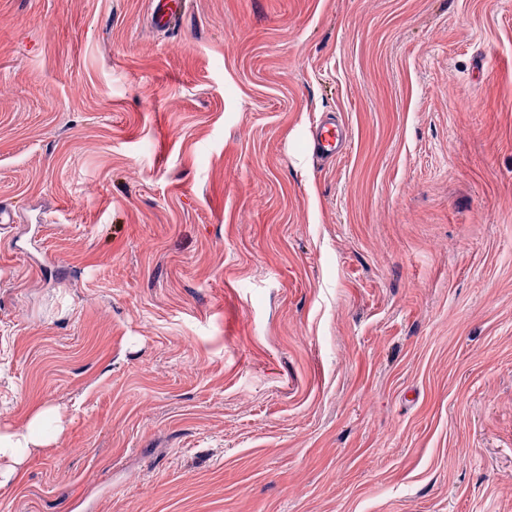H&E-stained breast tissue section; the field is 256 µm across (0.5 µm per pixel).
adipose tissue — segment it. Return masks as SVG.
Here are the masks:
<instances>
[{
    "label": "adipose tissue",
    "instance_id": "adipose-tissue-1",
    "mask_svg": "<svg viewBox=\"0 0 512 512\" xmlns=\"http://www.w3.org/2000/svg\"><path fill=\"white\" fill-rule=\"evenodd\" d=\"M63 432V415L56 406L35 411L23 425L0 427V488L16 478L32 455L57 444Z\"/></svg>",
    "mask_w": 512,
    "mask_h": 512
}]
</instances>
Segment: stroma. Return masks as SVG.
Instances as JSON below:
<instances>
[{
  "label": "stroma",
  "mask_w": 512,
  "mask_h": 512,
  "mask_svg": "<svg viewBox=\"0 0 512 512\" xmlns=\"http://www.w3.org/2000/svg\"><path fill=\"white\" fill-rule=\"evenodd\" d=\"M185 2L0 0V512H512V0ZM150 3L156 22L160 25L182 18L184 2L181 0H152ZM63 432L64 419L57 406L35 411L23 425L0 427V488L16 478L32 455L56 445Z\"/></svg>",
  "instance_id": "obj_1"
}]
</instances>
